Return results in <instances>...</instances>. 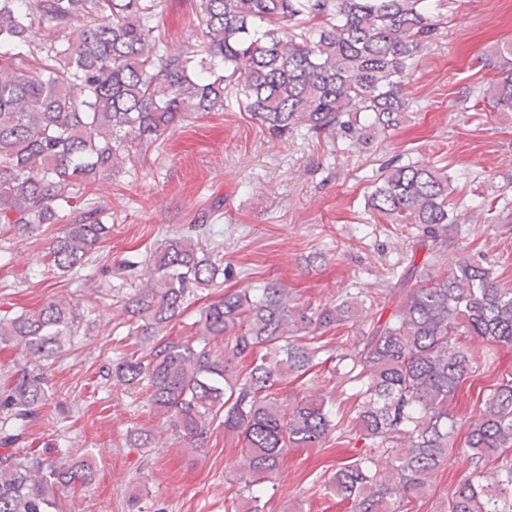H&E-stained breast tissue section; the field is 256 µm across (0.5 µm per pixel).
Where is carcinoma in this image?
Returning <instances> with one entry per match:
<instances>
[{
	"mask_svg": "<svg viewBox=\"0 0 512 512\" xmlns=\"http://www.w3.org/2000/svg\"><path fill=\"white\" fill-rule=\"evenodd\" d=\"M206 41L197 63L170 50L155 24V0H0V223L38 237L60 221L58 204L80 211L50 238V263L83 268L109 235L103 205L74 193L132 162L176 121L222 112L234 100L275 137L305 125L316 136H384L409 107L402 87L437 35L428 0H198ZM80 28L65 45L36 43L35 28ZM488 105L512 112V41L501 45ZM224 74L214 72L215 63ZM453 179L418 162L388 165L366 206L397 230H417L396 281L336 304H301L276 280L226 291L196 320L197 344L163 335L202 288L224 273L195 224L161 240L145 287L135 263L119 268L116 295L128 334L149 346L125 353L112 371L130 393L146 395L170 436L206 447L219 427L243 442L241 487L224 512H265L258 486L276 479L291 450L336 439L364 441L317 491L347 512H411L454 450L452 404L477 372L466 339L512 346V285L491 265L459 257L443 266L433 251L459 233ZM425 251L417 260L419 251ZM392 306L388 317L383 310ZM369 314L352 353L336 369L354 398V431L340 427L335 390L290 401L280 385L325 364L319 335ZM82 313L50 299L33 312L0 316V344L15 342L30 362L54 359L80 332ZM48 386L38 368L15 365L0 384V447L18 441L42 415ZM474 469L448 497L445 512H512V378L493 386L464 422ZM130 447L154 448L135 429ZM388 460L380 471L372 464ZM87 461L0 455V512H52L67 488H90Z\"/></svg>",
	"mask_w": 512,
	"mask_h": 512,
	"instance_id": "1",
	"label": "carcinoma"
}]
</instances>
